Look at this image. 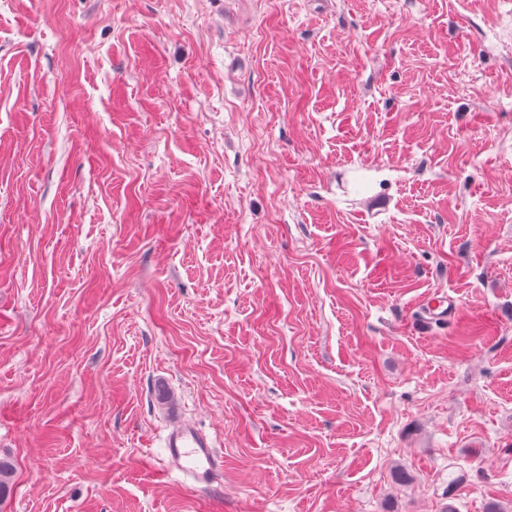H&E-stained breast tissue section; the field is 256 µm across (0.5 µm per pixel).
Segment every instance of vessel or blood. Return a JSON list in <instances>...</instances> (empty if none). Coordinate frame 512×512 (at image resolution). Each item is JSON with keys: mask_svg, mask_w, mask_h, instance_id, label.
<instances>
[{"mask_svg": "<svg viewBox=\"0 0 512 512\" xmlns=\"http://www.w3.org/2000/svg\"><path fill=\"white\" fill-rule=\"evenodd\" d=\"M455 308L445 295L431 294L423 302V316L431 322H447ZM166 448V469L179 473L200 492L214 489L224 473V457L217 443L197 425L179 422L163 440Z\"/></svg>", "mask_w": 512, "mask_h": 512, "instance_id": "b4317fda", "label": "vessel or blood"}]
</instances>
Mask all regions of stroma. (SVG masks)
Segmentation results:
<instances>
[{
  "label": "stroma",
  "instance_id": "obj_1",
  "mask_svg": "<svg viewBox=\"0 0 512 512\" xmlns=\"http://www.w3.org/2000/svg\"><path fill=\"white\" fill-rule=\"evenodd\" d=\"M1 454L0 512H512V0H0ZM456 308L454 300L447 295L431 294L423 301V316L431 322H447L448 317ZM166 448V470L176 471L200 492L215 488L224 474V456L217 443L197 425L178 422L163 440Z\"/></svg>",
  "mask_w": 512,
  "mask_h": 512
}]
</instances>
